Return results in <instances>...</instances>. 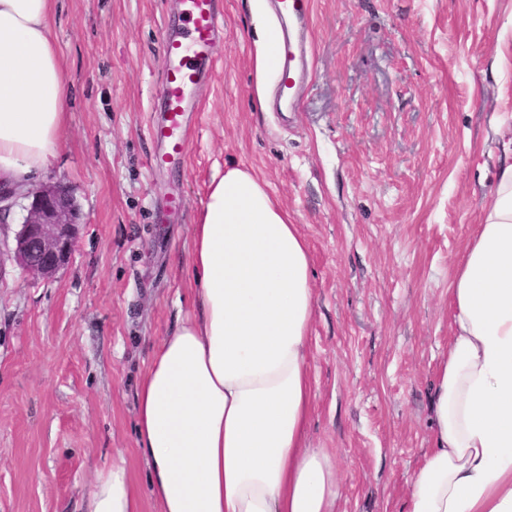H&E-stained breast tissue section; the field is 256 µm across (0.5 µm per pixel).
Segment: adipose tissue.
Here are the masks:
<instances>
[{
  "label": "adipose tissue",
  "instance_id": "ef3b65f1",
  "mask_svg": "<svg viewBox=\"0 0 512 512\" xmlns=\"http://www.w3.org/2000/svg\"><path fill=\"white\" fill-rule=\"evenodd\" d=\"M55 0H0V179H35L62 143L67 77ZM191 314L136 394L159 512H338L335 458L306 440L316 394L309 244L267 184L214 174L193 228ZM452 336L429 409L433 446L406 512H512V163L452 282ZM86 512H140L123 455Z\"/></svg>",
  "mask_w": 512,
  "mask_h": 512
}]
</instances>
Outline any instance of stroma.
I'll return each instance as SVG.
<instances>
[{"label": "stroma", "mask_w": 512, "mask_h": 512, "mask_svg": "<svg viewBox=\"0 0 512 512\" xmlns=\"http://www.w3.org/2000/svg\"><path fill=\"white\" fill-rule=\"evenodd\" d=\"M215 73L197 90L186 159L157 146L162 39L179 0H56L51 36L71 104L39 176L79 210L70 263L35 279L0 223V512H84L122 453L157 512L138 450L136 391L194 306L193 226L217 169L266 182L312 256L316 392L308 440L336 458L339 512H404L432 446L450 286L512 141V0H311L299 111L257 72L268 0H219Z\"/></svg>", "instance_id": "stroma-1"}]
</instances>
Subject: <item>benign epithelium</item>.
<instances>
[{"mask_svg": "<svg viewBox=\"0 0 512 512\" xmlns=\"http://www.w3.org/2000/svg\"><path fill=\"white\" fill-rule=\"evenodd\" d=\"M22 200L27 215L15 237L12 259L34 278L52 279L70 262L77 238L78 208L62 183L0 188V223Z\"/></svg>", "mask_w": 512, "mask_h": 512, "instance_id": "1", "label": "benign epithelium"}]
</instances>
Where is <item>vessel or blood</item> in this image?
<instances>
[{
  "mask_svg": "<svg viewBox=\"0 0 512 512\" xmlns=\"http://www.w3.org/2000/svg\"><path fill=\"white\" fill-rule=\"evenodd\" d=\"M279 14L304 23L310 12V0H273ZM186 27L179 37L164 38L162 61L164 81L161 96L163 117L152 129L153 138L162 143L163 163L175 164L186 154L190 132L187 112L192 109L191 91L212 72L210 47L218 28L217 0H184ZM295 53L290 40H283L278 64L279 95L290 112L300 105L299 76L294 66Z\"/></svg>",
  "mask_w": 512,
  "mask_h": 512,
  "instance_id": "1",
  "label": "vessel or blood"
}]
</instances>
